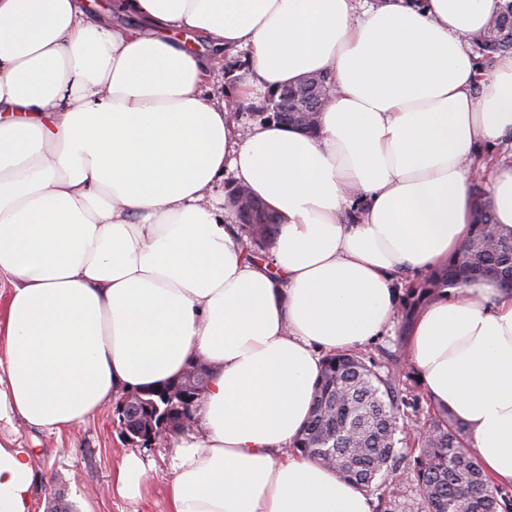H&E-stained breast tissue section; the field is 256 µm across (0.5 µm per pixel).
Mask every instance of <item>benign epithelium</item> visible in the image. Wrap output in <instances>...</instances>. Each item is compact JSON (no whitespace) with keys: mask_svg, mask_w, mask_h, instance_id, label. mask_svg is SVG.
<instances>
[{"mask_svg":"<svg viewBox=\"0 0 512 512\" xmlns=\"http://www.w3.org/2000/svg\"><path fill=\"white\" fill-rule=\"evenodd\" d=\"M319 82L308 79L301 85L305 91L304 99L301 105L292 109L283 102V98L273 93L267 96L266 116L285 126H291L300 132L306 131L312 123L316 114L321 112L323 106L329 102V95L323 93L318 88ZM196 397L194 390L187 389L181 395V405L179 418L172 424L164 418L156 420L143 409L142 394H130L123 398L115 413L120 417V423L125 431L127 438L133 443H150L163 440L172 433H176L189 427L192 423V411L186 410V407L192 405Z\"/></svg>","mask_w":512,"mask_h":512,"instance_id":"obj_1","label":"benign epithelium"}]
</instances>
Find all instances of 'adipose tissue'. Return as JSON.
I'll list each match as a JSON object with an SVG mask.
<instances>
[{
  "instance_id": "adipose-tissue-1",
  "label": "adipose tissue",
  "mask_w": 512,
  "mask_h": 512,
  "mask_svg": "<svg viewBox=\"0 0 512 512\" xmlns=\"http://www.w3.org/2000/svg\"><path fill=\"white\" fill-rule=\"evenodd\" d=\"M505 0H0V422L63 436L109 403L211 371L172 435L169 512H372L369 494L290 448L323 358L395 323L406 277L446 266L481 177L512 233V53L478 72L468 37ZM191 32L209 53L177 38ZM243 51L229 100L207 92ZM335 89L317 134L249 104L310 73ZM277 224L245 258L220 183ZM409 359L512 488V290L448 288ZM34 449L0 440V512H34ZM129 453L112 493L139 500Z\"/></svg>"
}]
</instances>
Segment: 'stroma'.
Here are the masks:
<instances>
[{
  "mask_svg": "<svg viewBox=\"0 0 512 512\" xmlns=\"http://www.w3.org/2000/svg\"><path fill=\"white\" fill-rule=\"evenodd\" d=\"M113 411V406H106L94 422L62 438L35 433L19 421L0 424V433L17 438L22 446H30L36 440L42 448L33 462L41 478L35 512H72L69 497L75 492L87 498L95 512H168L170 470L165 443L142 445L128 441ZM134 450L153 464L149 494L141 501L112 494V473Z\"/></svg>",
  "mask_w": 512,
  "mask_h": 512,
  "instance_id": "obj_1",
  "label": "stroma"
}]
</instances>
